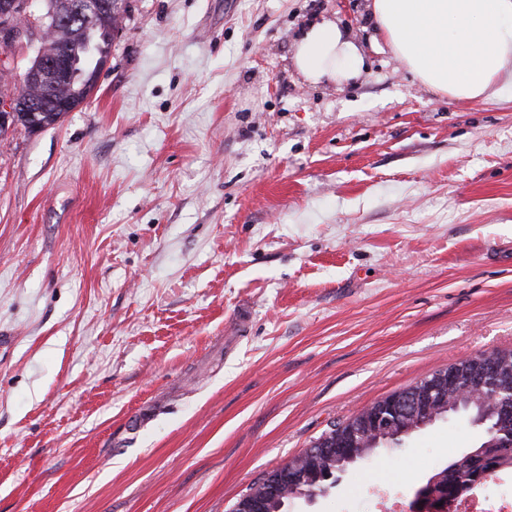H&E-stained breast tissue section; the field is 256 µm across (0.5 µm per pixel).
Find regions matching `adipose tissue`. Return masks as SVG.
I'll return each instance as SVG.
<instances>
[{
    "mask_svg": "<svg viewBox=\"0 0 512 512\" xmlns=\"http://www.w3.org/2000/svg\"><path fill=\"white\" fill-rule=\"evenodd\" d=\"M379 31L434 92L477 100L512 78V0H372ZM294 65L310 82L359 76L364 58L331 21L303 31Z\"/></svg>",
    "mask_w": 512,
    "mask_h": 512,
    "instance_id": "1",
    "label": "adipose tissue"
}]
</instances>
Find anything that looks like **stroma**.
I'll list each match as a JSON object with an SVG mask.
<instances>
[{"label":"stroma","instance_id":"stroma-1","mask_svg":"<svg viewBox=\"0 0 512 512\" xmlns=\"http://www.w3.org/2000/svg\"><path fill=\"white\" fill-rule=\"evenodd\" d=\"M370 0H128L85 103L0 138V512H230L337 422L512 349V86L435 94ZM328 19L365 58L295 68ZM449 417L286 512H369Z\"/></svg>","mask_w":512,"mask_h":512}]
</instances>
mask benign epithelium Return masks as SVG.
I'll return each instance as SVG.
<instances>
[{
  "label": "benign epithelium",
  "mask_w": 512,
  "mask_h": 512,
  "mask_svg": "<svg viewBox=\"0 0 512 512\" xmlns=\"http://www.w3.org/2000/svg\"><path fill=\"white\" fill-rule=\"evenodd\" d=\"M29 6L31 3L28 0L23 3L20 0H0V44L9 47L22 39V33L14 26L13 18L19 10ZM110 7H112L111 0H71L68 16L61 17V22L66 23L68 19L74 18L89 27L97 15ZM72 66V60L66 56L53 53L41 54L38 56L37 65L30 73V78L38 81L44 79L53 83L58 77L68 76ZM36 111H38V105L35 101L27 98L7 100L0 104V125L7 128L12 125L17 113ZM499 372H501L499 362L488 356L463 366H452L448 368V373L424 380L418 392L408 394L397 402L390 400L373 410L361 409L358 412V422L336 440V448H310L308 454L311 457L334 456L339 449L369 434L372 428L384 424L382 417L395 404L411 418L414 430L423 429L428 419L434 415L431 394L439 387L446 384L450 388L459 390L468 402H477L484 398L487 383L497 378ZM495 414L505 423L512 421V390L509 394L498 397Z\"/></svg>",
  "instance_id": "1"
}]
</instances>
